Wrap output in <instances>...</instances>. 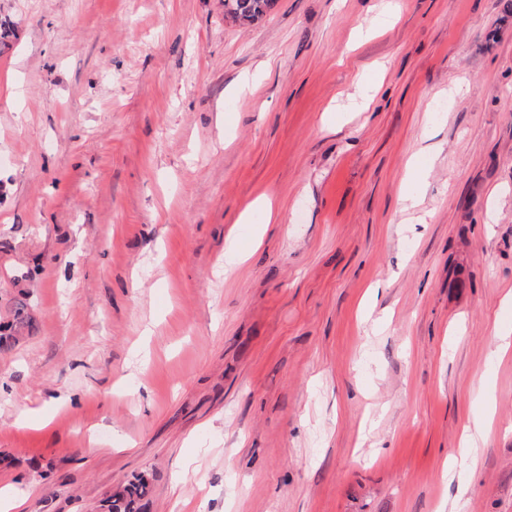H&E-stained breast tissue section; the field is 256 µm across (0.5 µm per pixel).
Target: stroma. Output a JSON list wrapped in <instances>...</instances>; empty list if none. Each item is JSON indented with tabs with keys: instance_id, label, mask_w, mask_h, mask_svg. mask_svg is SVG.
<instances>
[{
	"instance_id": "stroma-1",
	"label": "stroma",
	"mask_w": 512,
	"mask_h": 512,
	"mask_svg": "<svg viewBox=\"0 0 512 512\" xmlns=\"http://www.w3.org/2000/svg\"><path fill=\"white\" fill-rule=\"evenodd\" d=\"M0 23L18 512H95L142 472L145 512H512V0H275L247 28L224 0H0Z\"/></svg>"
}]
</instances>
